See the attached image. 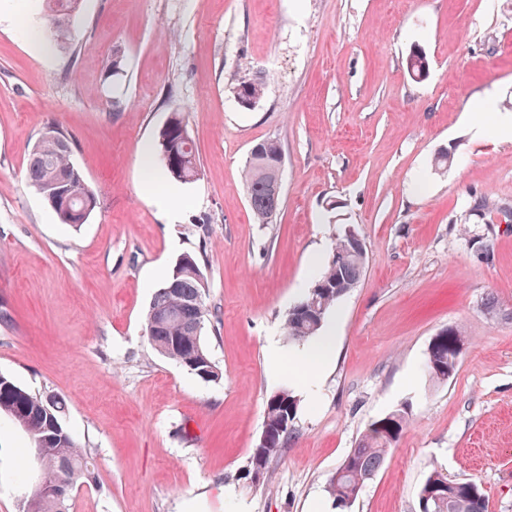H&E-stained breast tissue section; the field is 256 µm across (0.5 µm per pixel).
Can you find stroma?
<instances>
[{
    "mask_svg": "<svg viewBox=\"0 0 512 512\" xmlns=\"http://www.w3.org/2000/svg\"><path fill=\"white\" fill-rule=\"evenodd\" d=\"M73 29L69 50L35 53L42 0H0V374L63 398L94 458L98 479L69 512H420L435 470L512 512V139L489 120L512 101V0H82ZM414 49L430 60L421 79ZM249 66L267 83L248 111L231 89ZM175 111L200 175L171 182L162 205L139 148ZM50 126L98 196L77 229L26 185ZM269 139L281 205L259 224L243 172ZM349 228L366 264L327 315L338 333L320 400L299 405L294 438L254 477L266 401L288 385L268 341L290 349L284 318ZM201 246L215 382L144 330L175 261ZM451 327L462 351L439 383L427 349ZM397 410V446L337 508L332 475ZM31 474L30 439L1 419L0 512H22Z\"/></svg>",
    "mask_w": 512,
    "mask_h": 512,
    "instance_id": "35a3bbf8",
    "label": "stroma"
}]
</instances>
